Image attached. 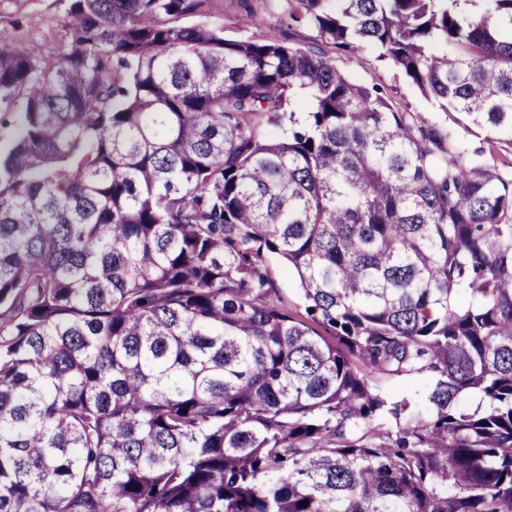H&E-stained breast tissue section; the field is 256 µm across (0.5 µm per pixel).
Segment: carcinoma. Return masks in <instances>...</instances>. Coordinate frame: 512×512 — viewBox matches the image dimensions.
<instances>
[{
	"mask_svg": "<svg viewBox=\"0 0 512 512\" xmlns=\"http://www.w3.org/2000/svg\"><path fill=\"white\" fill-rule=\"evenodd\" d=\"M205 2L0 43V512H512V177ZM290 2L512 137V0ZM21 98H18L12 112H0V153L8 152L13 146L22 119ZM269 267L284 305L292 311L304 314L302 297L295 277L288 272V268L277 255L269 258ZM381 385L386 394L396 400L408 399L415 411H425L426 383L423 378H403L397 380H382Z\"/></svg>",
	"mask_w": 512,
	"mask_h": 512,
	"instance_id": "carcinoma-1",
	"label": "carcinoma"
}]
</instances>
